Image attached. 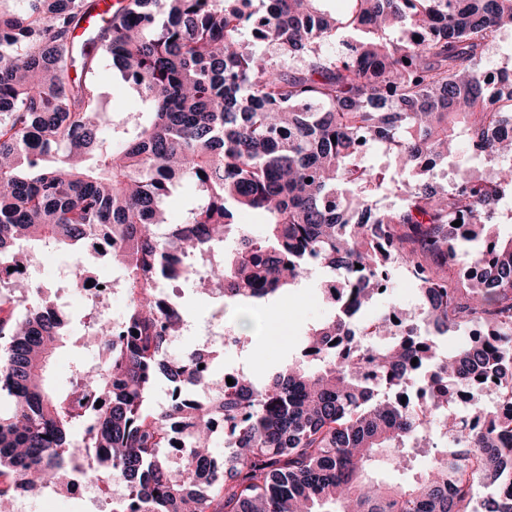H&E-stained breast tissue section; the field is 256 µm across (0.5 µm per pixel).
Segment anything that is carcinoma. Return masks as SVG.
<instances>
[{"mask_svg": "<svg viewBox=\"0 0 512 512\" xmlns=\"http://www.w3.org/2000/svg\"><path fill=\"white\" fill-rule=\"evenodd\" d=\"M98 2L0 0V269L25 266L24 241L79 254L103 237L128 298L123 334L92 329L108 356L75 369L76 387L105 398L80 411L45 379L66 312L16 317V282L0 283V391L13 398L0 500L70 468L125 483L126 512H512V413L494 410L512 406V236L493 224L512 195V54L489 63L512 0H350L341 17L325 0H127L82 52L74 32ZM348 28L368 37L331 50ZM103 60L148 122L103 109ZM456 141L493 174L439 181ZM182 183L194 202L169 224L162 204ZM242 211L265 217L264 236L243 230ZM231 235L207 270L226 306L313 267L341 272L324 287L338 316L304 338L321 368L243 373L162 413L149 403L160 379L216 381L197 352L167 356L183 316L157 284L188 279L191 257ZM394 270L416 285L425 330L383 315L379 342L356 326ZM449 332L467 341L441 357L435 337ZM216 418L221 462L200 450ZM181 421L187 467L174 471L165 448ZM426 448L428 466L402 482L377 471Z\"/></svg>", "mask_w": 512, "mask_h": 512, "instance_id": "1", "label": "carcinoma"}]
</instances>
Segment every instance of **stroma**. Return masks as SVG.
Segmentation results:
<instances>
[{
  "label": "stroma",
  "mask_w": 512,
  "mask_h": 512,
  "mask_svg": "<svg viewBox=\"0 0 512 512\" xmlns=\"http://www.w3.org/2000/svg\"><path fill=\"white\" fill-rule=\"evenodd\" d=\"M96 80L107 111L124 114L136 111V99L113 71L110 62H101ZM72 261L69 252L53 250L34 253L27 264L29 300L60 301L68 313L67 340L50 373L53 388L63 394L72 388L76 366L93 365L102 358L96 347L82 339L88 309L77 289L70 286ZM332 277L330 270H311L298 285L269 298L264 317L255 325L243 323L240 311L221 312L219 299L198 292L194 283H183L180 303L191 330L177 346L170 348L169 353L177 357L199 347L202 342L199 329L206 327L220 312L224 315L225 328L239 338L240 344L237 348L220 351L214 361L216 375L240 369L253 379H264L298 358L307 330L332 316L333 307L323 288L324 282Z\"/></svg>",
  "instance_id": "1"
}]
</instances>
